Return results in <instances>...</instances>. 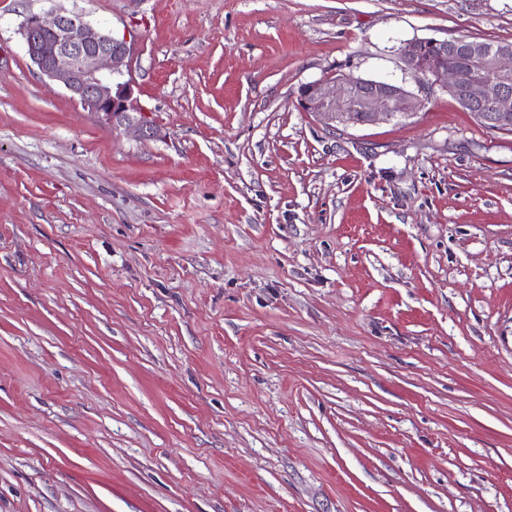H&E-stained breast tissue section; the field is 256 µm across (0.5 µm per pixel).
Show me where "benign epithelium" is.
I'll use <instances>...</instances> for the list:
<instances>
[{"instance_id": "1", "label": "benign epithelium", "mask_w": 512, "mask_h": 512, "mask_svg": "<svg viewBox=\"0 0 512 512\" xmlns=\"http://www.w3.org/2000/svg\"><path fill=\"white\" fill-rule=\"evenodd\" d=\"M27 54L41 74L63 85L88 110L102 115L112 126L135 128L143 137L155 135L133 102L132 82L124 79L132 52L126 38H118L87 19L83 13L62 8L50 17L28 15L21 24ZM454 51L469 58L481 71L471 76L448 61V40L424 39L400 49L404 66L431 76L448 92L469 105L487 97L491 78L498 83L495 111L512 114V50L476 48L465 40ZM415 96L404 87L383 81L343 76L335 87L314 81L299 89V106L326 126L369 125L389 121Z\"/></svg>"}]
</instances>
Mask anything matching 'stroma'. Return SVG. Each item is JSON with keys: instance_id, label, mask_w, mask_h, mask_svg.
Listing matches in <instances>:
<instances>
[{"instance_id": "35a3bbf8", "label": "stroma", "mask_w": 512, "mask_h": 512, "mask_svg": "<svg viewBox=\"0 0 512 512\" xmlns=\"http://www.w3.org/2000/svg\"><path fill=\"white\" fill-rule=\"evenodd\" d=\"M0 0V512H512V132L399 50L512 0H65L153 138ZM403 86L323 125L301 85ZM27 54L41 74L63 85L91 112L114 128H135L143 137L154 129L133 102L125 80L131 44L87 19L83 13L55 8L50 18L28 15L21 24Z\"/></svg>"}]
</instances>
